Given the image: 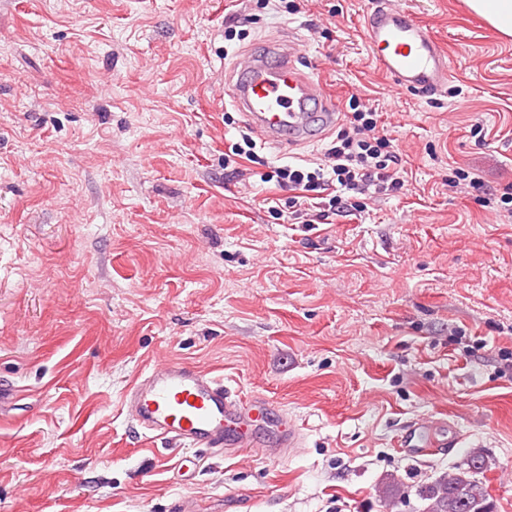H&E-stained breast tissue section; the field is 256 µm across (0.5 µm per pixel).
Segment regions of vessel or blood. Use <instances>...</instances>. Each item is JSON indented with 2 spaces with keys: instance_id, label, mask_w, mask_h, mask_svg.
I'll return each instance as SVG.
<instances>
[{
  "instance_id": "obj_1",
  "label": "vessel or blood",
  "mask_w": 512,
  "mask_h": 512,
  "mask_svg": "<svg viewBox=\"0 0 512 512\" xmlns=\"http://www.w3.org/2000/svg\"><path fill=\"white\" fill-rule=\"evenodd\" d=\"M363 37L378 71L399 90L434 96L448 85L452 62L429 24L419 20L403 0H374L364 16ZM295 39L272 37L262 48L239 57L225 78L227 97L244 113L262 138L274 143H308L335 127L342 114L316 72L299 66ZM122 410L144 439L184 448L178 474L194 471L190 448L241 455L261 450L273 456L283 448L305 444L301 426L268 398H246L223 379L192 363L171 359L138 374L122 397ZM273 421L272 445L259 449L257 428ZM400 445L413 456L448 445L434 422L413 423Z\"/></svg>"
}]
</instances>
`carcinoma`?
I'll list each match as a JSON object with an SVG mask.
<instances>
[{
    "label": "carcinoma",
    "mask_w": 512,
    "mask_h": 512,
    "mask_svg": "<svg viewBox=\"0 0 512 512\" xmlns=\"http://www.w3.org/2000/svg\"><path fill=\"white\" fill-rule=\"evenodd\" d=\"M486 462L476 451L466 455L451 471L420 485L416 495L427 502L425 512H495L483 479Z\"/></svg>",
    "instance_id": "obj_1"
}]
</instances>
